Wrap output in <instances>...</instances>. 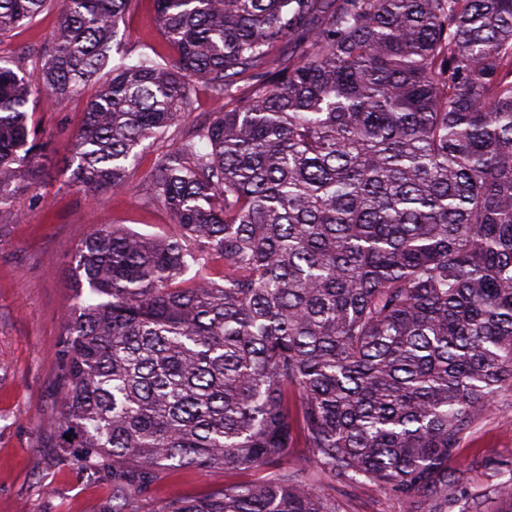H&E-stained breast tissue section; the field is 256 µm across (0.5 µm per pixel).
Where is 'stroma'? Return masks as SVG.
I'll use <instances>...</instances> for the list:
<instances>
[{"mask_svg":"<svg viewBox=\"0 0 512 512\" xmlns=\"http://www.w3.org/2000/svg\"><path fill=\"white\" fill-rule=\"evenodd\" d=\"M57 25V13H42L30 25L0 40V57L34 53ZM163 50L154 0H139L119 25L113 58L128 51ZM85 96L55 107H29L37 138L46 145V186L19 196L20 220L0 216V512H105L112 499L107 480L82 471L75 460L46 447L38 429L59 402L63 316L72 303L70 288L76 247L96 228L124 224L142 234L168 229L171 218L160 205L143 201L132 189L97 195L72 190L61 172ZM512 474V392L505 391L462 438L448 459L449 496L477 499L478 512H498L488 491ZM221 474L194 469L168 473L141 512H156L173 495H198L220 482ZM343 512H406L400 496L384 487L337 486Z\"/></svg>","mask_w":512,"mask_h":512,"instance_id":"obj_1","label":"stroma"}]
</instances>
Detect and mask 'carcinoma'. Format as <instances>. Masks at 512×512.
<instances>
[{
  "instance_id": "cac0c4a2",
  "label": "carcinoma",
  "mask_w": 512,
  "mask_h": 512,
  "mask_svg": "<svg viewBox=\"0 0 512 512\" xmlns=\"http://www.w3.org/2000/svg\"><path fill=\"white\" fill-rule=\"evenodd\" d=\"M134 2L0 0V40L59 16L37 68L0 60V215L46 177L30 100L95 85L69 186L172 217L77 248L46 446L112 478L107 512L191 467L272 473L157 512H342L315 473L444 512L512 389V0H156L174 55L112 65ZM196 82L224 110L185 128Z\"/></svg>"
}]
</instances>
